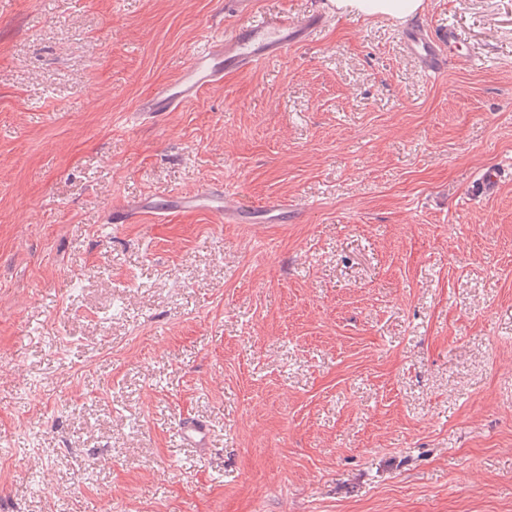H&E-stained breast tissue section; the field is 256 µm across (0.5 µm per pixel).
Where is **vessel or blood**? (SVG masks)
<instances>
[{"label":"vessel or blood","instance_id":"1","mask_svg":"<svg viewBox=\"0 0 512 512\" xmlns=\"http://www.w3.org/2000/svg\"><path fill=\"white\" fill-rule=\"evenodd\" d=\"M229 6L240 17V24L227 34L206 36L192 46L178 80L157 85L150 95L140 100L136 107L138 116L154 117L175 111L197 100L205 89L222 81L227 74L284 58L323 25V17L319 14L299 19L281 13L255 20L257 0H230ZM402 36L407 54L424 72L434 75L446 70L450 53L461 42L460 34L454 30H438L417 23L407 25ZM180 210L207 212L221 224L230 220L242 221L245 206L224 196L197 190L145 197L138 203L114 208L112 220L121 224L139 213L162 216ZM181 437L192 447L204 449L208 446V430L195 419L183 421Z\"/></svg>","mask_w":512,"mask_h":512}]
</instances>
